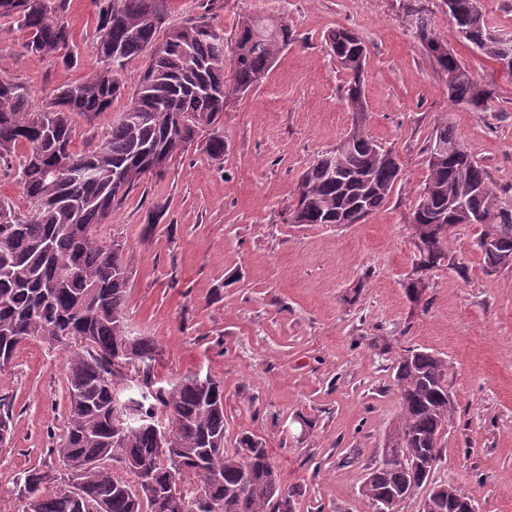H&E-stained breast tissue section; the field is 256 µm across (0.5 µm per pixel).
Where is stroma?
Returning <instances> with one entry per match:
<instances>
[{"mask_svg": "<svg viewBox=\"0 0 512 512\" xmlns=\"http://www.w3.org/2000/svg\"><path fill=\"white\" fill-rule=\"evenodd\" d=\"M407 0H169L164 29L202 16L233 42L238 22L260 14L288 23L296 40L247 93L228 101L218 125L224 158L199 134L163 177L144 180L108 223L103 244L125 243L132 334L161 348L157 381L186 374L224 386V445L261 440L293 512H376L363 482L400 412L394 367L410 350L448 361L455 412L440 437L433 482H451L477 512H512V267L484 269L477 225L459 227L449 249L464 266L427 271L412 300L418 257L412 213L428 174L427 141L447 122L500 192L512 188V75L474 55L443 0H421L436 33L496 93L477 112L448 98L447 80L405 13ZM74 58H32L25 34L0 20V76L26 85L29 109L93 77L99 25L93 0H69L64 15ZM356 32L367 48L366 131L398 157L389 200L356 224H295L302 172L349 133L347 74L327 52L326 33ZM146 57L121 74L125 95L94 119L75 120L73 148L94 149L134 92ZM169 207L160 223L147 214ZM66 353L33 340L0 371L15 433L0 447V512H22L20 479L61 470L55 453L68 415Z\"/></svg>", "mask_w": 512, "mask_h": 512, "instance_id": "35a3bbf8", "label": "stroma"}]
</instances>
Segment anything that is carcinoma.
I'll return each mask as SVG.
<instances>
[{
	"label": "carcinoma",
	"mask_w": 512,
	"mask_h": 512,
	"mask_svg": "<svg viewBox=\"0 0 512 512\" xmlns=\"http://www.w3.org/2000/svg\"><path fill=\"white\" fill-rule=\"evenodd\" d=\"M454 28L469 18L472 0H453ZM100 24L93 50L102 67L94 77L67 85L46 110H28V88L0 77V165L21 155L19 183L28 209L19 213L0 198V368L25 341L40 339L66 350L68 416L54 449L65 472L33 468L24 477L26 504L36 512H291L293 491L285 487L265 445L250 435L224 447V386L193 374L160 385L153 374L160 348L149 336H133L126 322L130 288L124 251L101 243L95 228L105 223L146 176H163L151 157L171 159L200 131L215 126L227 100L254 87L294 41L283 22L245 15L234 45L224 53V32L202 18L171 30L179 45L157 49L168 0H95ZM67 0H0V18L26 33L30 57L72 58L70 30L63 21ZM416 36L439 71L449 78L448 98L482 111L495 89L479 83L448 42L437 36L419 0L405 5ZM327 47L347 70L344 98L365 112V45L338 27ZM472 51L495 62L500 46L484 19L474 24ZM149 63L104 142L72 150L74 116L108 111L125 87L120 73L137 56ZM351 149L327 152L304 172L295 224H332L336 214L355 224L383 206L400 180L396 155L359 124ZM446 146L428 158V176L413 212L418 275L407 283L413 298L427 288L426 272L451 262L448 238L427 232L433 224L461 222L450 202L472 213L493 215L480 225L476 245L490 272L512 267V210L489 185L487 171L449 131L437 125L430 140ZM205 151L224 156V136L214 132ZM398 420L385 435L389 457L368 474L362 494L376 512H402L413 489L427 477L411 461L427 457L434 469L439 437L455 406L448 392V360L410 351L396 366ZM77 473L82 486L72 483ZM132 479H127V476ZM469 497L439 484L417 512H452L450 503Z\"/></svg>",
	"instance_id": "1"
}]
</instances>
